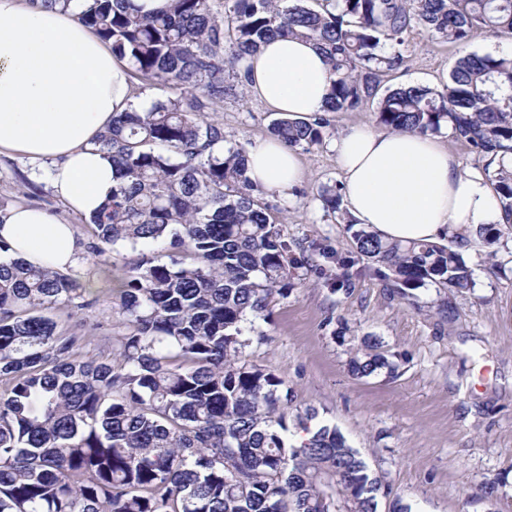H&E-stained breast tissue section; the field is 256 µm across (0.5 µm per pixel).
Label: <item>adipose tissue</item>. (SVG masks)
Returning a JSON list of instances; mask_svg holds the SVG:
<instances>
[{"instance_id": "1", "label": "adipose tissue", "mask_w": 512, "mask_h": 512, "mask_svg": "<svg viewBox=\"0 0 512 512\" xmlns=\"http://www.w3.org/2000/svg\"><path fill=\"white\" fill-rule=\"evenodd\" d=\"M243 65L251 95L272 111L322 113L330 67L312 42L278 38ZM139 108L128 62L73 9L0 0V154L52 161L53 187L75 213L93 216L111 196L112 160L97 140L113 115ZM334 149L351 214L382 238L440 242L503 221L483 171L436 138L353 125ZM248 159L264 188L285 193L300 181L296 153L277 141L249 147ZM0 239L10 258L57 271L82 250L73 225L30 205L0 212Z\"/></svg>"}]
</instances>
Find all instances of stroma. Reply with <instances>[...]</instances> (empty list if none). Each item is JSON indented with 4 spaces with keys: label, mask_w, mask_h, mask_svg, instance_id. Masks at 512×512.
<instances>
[{
    "label": "stroma",
    "mask_w": 512,
    "mask_h": 512,
    "mask_svg": "<svg viewBox=\"0 0 512 512\" xmlns=\"http://www.w3.org/2000/svg\"><path fill=\"white\" fill-rule=\"evenodd\" d=\"M464 51L512 53V39L480 33L461 50L415 30L404 65L385 83L438 87ZM203 115L233 143L267 139L275 118L238 90ZM329 119L322 145L298 153L300 185L262 197L287 212L279 231L295 265L288 293L270 296L268 318L251 331L247 358L291 387L288 415L316 409L360 451L389 490L377 512L396 505L411 512H512V233L496 259L487 258L478 239L465 252L470 290L452 297L430 285L402 295L355 252L348 210L328 216L319 198L322 186L342 183L333 140L352 123L376 128L375 107ZM52 169L48 161L0 155V211L19 202L39 205L87 239L86 218L52 188ZM449 300L457 311L451 325L443 319ZM367 335L394 357V372H349L350 351ZM491 481L496 493L488 499L481 488Z\"/></svg>",
    "instance_id": "stroma-1"
}]
</instances>
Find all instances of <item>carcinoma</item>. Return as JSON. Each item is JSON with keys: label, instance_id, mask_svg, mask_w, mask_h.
Returning a JSON list of instances; mask_svg holds the SVG:
<instances>
[{"label": "carcinoma", "instance_id": "1", "mask_svg": "<svg viewBox=\"0 0 512 512\" xmlns=\"http://www.w3.org/2000/svg\"><path fill=\"white\" fill-rule=\"evenodd\" d=\"M127 0H80L77 18L146 83L188 89L144 112H122L98 143L112 159V197L89 225V249L163 242L170 261L106 266L131 332L89 335L57 312L90 304L69 273L0 260V512H377L382 489L336 426L295 415L291 391L246 360L243 324L288 290L290 244L249 176L247 145L224 146L204 119L229 76L271 38L313 42L330 66L327 112L376 103L387 131L439 134L485 160L504 224L480 228L490 257L512 229V53H468L439 88L382 86L421 28L464 45L479 31L512 37V0H171L153 16ZM329 119L272 121L291 150L323 142ZM325 208L341 194L325 186ZM357 252L394 286L433 283L459 294L473 272L448 243L384 240L364 228ZM394 363L370 336L348 360L356 377Z\"/></svg>", "mask_w": 512, "mask_h": 512}]
</instances>
